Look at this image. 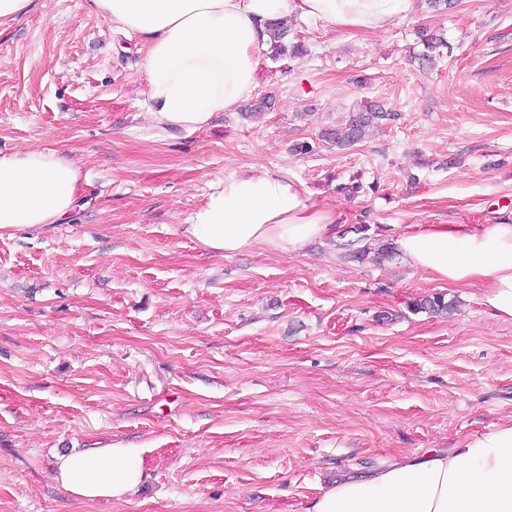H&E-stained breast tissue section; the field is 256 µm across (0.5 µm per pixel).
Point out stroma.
<instances>
[{
    "instance_id": "35a3bbf8",
    "label": "stroma",
    "mask_w": 512,
    "mask_h": 512,
    "mask_svg": "<svg viewBox=\"0 0 512 512\" xmlns=\"http://www.w3.org/2000/svg\"><path fill=\"white\" fill-rule=\"evenodd\" d=\"M289 26L304 56L263 52L250 96L270 109L175 135L147 116L140 38L91 0H35L0 31V153L58 148L85 178L67 223L0 236V512H310L339 473L512 418V319L376 254L417 224L512 223V0ZM422 29L450 47L430 69L409 61ZM367 101L396 119L319 140ZM251 171L330 206L329 234L231 255L183 235ZM435 293L454 310L412 311ZM112 443L143 449L144 482L74 500L54 452Z\"/></svg>"
}]
</instances>
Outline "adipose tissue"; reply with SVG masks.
I'll use <instances>...</instances> for the list:
<instances>
[{
    "label": "adipose tissue",
    "mask_w": 512,
    "mask_h": 512,
    "mask_svg": "<svg viewBox=\"0 0 512 512\" xmlns=\"http://www.w3.org/2000/svg\"><path fill=\"white\" fill-rule=\"evenodd\" d=\"M113 30L141 36L148 114L164 130L193 133L252 93L267 24L293 17L354 32L408 15L413 0H92ZM77 167L56 149L0 155V233L63 223L81 191ZM332 209L294 183L256 172L226 180L183 226L204 249L298 251L322 238ZM415 269L456 288L477 286L493 315L512 318V224H420L397 236ZM56 481L83 502H119L144 478L141 449L59 453ZM311 512H512V420L458 448L429 449L336 482Z\"/></svg>",
    "instance_id": "1"
}]
</instances>
